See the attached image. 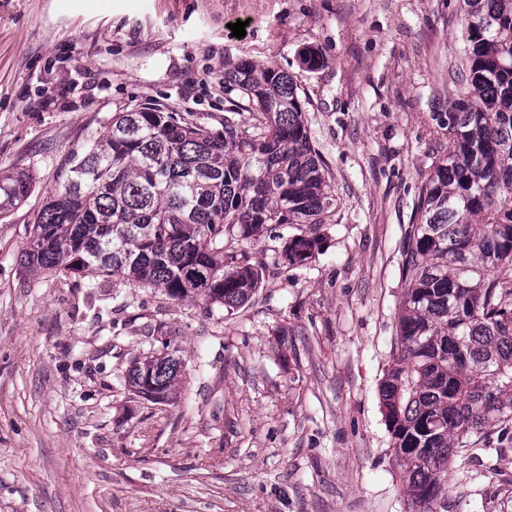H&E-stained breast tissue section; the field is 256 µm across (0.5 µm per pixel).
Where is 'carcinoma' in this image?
<instances>
[{
    "mask_svg": "<svg viewBox=\"0 0 512 512\" xmlns=\"http://www.w3.org/2000/svg\"><path fill=\"white\" fill-rule=\"evenodd\" d=\"M466 95L439 134L448 149L419 187L401 264L393 364L380 384L392 448L412 512H434L473 437L512 423V0H461ZM224 87L247 102L251 128L224 113L213 131L179 112H119L33 217L22 252L31 272L104 273L235 311L266 265L238 247L294 224L282 256L305 265L322 249L316 224L336 198L313 145L300 84L271 62L241 60ZM29 173L0 172V219L21 206ZM178 350L135 358L131 392L148 374L172 398Z\"/></svg>",
    "mask_w": 512,
    "mask_h": 512,
    "instance_id": "carcinoma-1",
    "label": "carcinoma"
}]
</instances>
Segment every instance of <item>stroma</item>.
<instances>
[{
    "instance_id": "stroma-1",
    "label": "stroma",
    "mask_w": 512,
    "mask_h": 512,
    "mask_svg": "<svg viewBox=\"0 0 512 512\" xmlns=\"http://www.w3.org/2000/svg\"><path fill=\"white\" fill-rule=\"evenodd\" d=\"M463 34L459 0H0V171L33 176L0 220V512H407L378 388ZM242 58L301 86L336 197L315 259L283 260L288 226L248 243L265 280L231 314L22 267L34 214L112 115L152 103L222 129ZM161 335L184 367L159 407L123 374ZM507 479L512 448L488 452L441 512H512Z\"/></svg>"
}]
</instances>
